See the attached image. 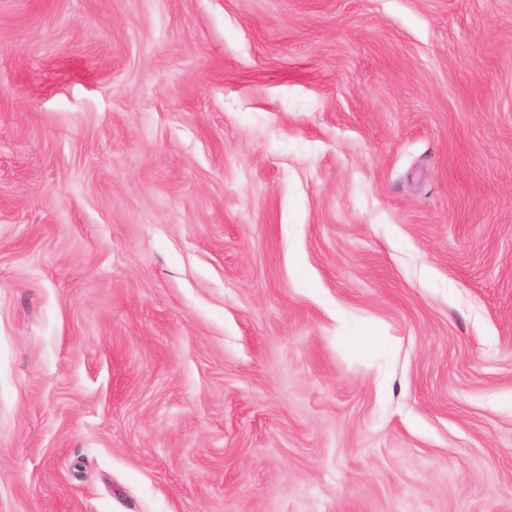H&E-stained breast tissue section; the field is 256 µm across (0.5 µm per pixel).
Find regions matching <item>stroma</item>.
<instances>
[{
	"label": "stroma",
	"instance_id": "stroma-1",
	"mask_svg": "<svg viewBox=\"0 0 512 512\" xmlns=\"http://www.w3.org/2000/svg\"><path fill=\"white\" fill-rule=\"evenodd\" d=\"M0 512H512V0H0Z\"/></svg>",
	"mask_w": 512,
	"mask_h": 512
}]
</instances>
